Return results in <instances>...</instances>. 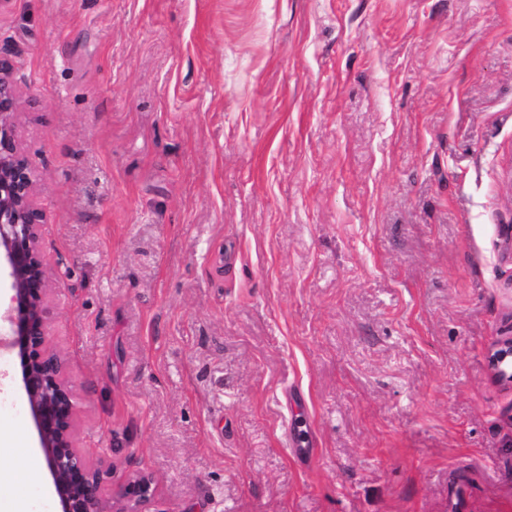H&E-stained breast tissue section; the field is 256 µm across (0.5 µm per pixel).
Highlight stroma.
I'll return each mask as SVG.
<instances>
[{"label":"stroma","mask_w":512,"mask_h":512,"mask_svg":"<svg viewBox=\"0 0 512 512\" xmlns=\"http://www.w3.org/2000/svg\"><path fill=\"white\" fill-rule=\"evenodd\" d=\"M0 51L77 444L143 512H512V0H9Z\"/></svg>","instance_id":"obj_1"}]
</instances>
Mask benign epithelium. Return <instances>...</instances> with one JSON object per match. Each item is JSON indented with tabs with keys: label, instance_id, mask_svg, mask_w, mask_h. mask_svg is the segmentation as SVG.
Here are the masks:
<instances>
[{
	"label": "benign epithelium",
	"instance_id": "obj_1",
	"mask_svg": "<svg viewBox=\"0 0 512 512\" xmlns=\"http://www.w3.org/2000/svg\"><path fill=\"white\" fill-rule=\"evenodd\" d=\"M12 60L0 54V271L11 292L5 312L8 328L0 349L21 363V388L37 431L59 500V512H109L104 498L110 469L92 464L76 445L75 400L64 361L49 346L47 298L50 281L41 249L45 215L36 204V174L25 159L17 115L19 88ZM512 362V340L498 348L493 364L501 372ZM141 475L112 489L114 512H139L151 497Z\"/></svg>",
	"mask_w": 512,
	"mask_h": 512
}]
</instances>
